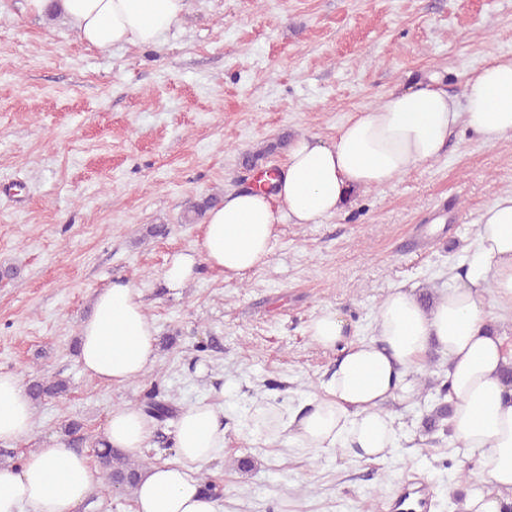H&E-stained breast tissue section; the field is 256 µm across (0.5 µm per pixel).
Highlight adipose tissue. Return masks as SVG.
<instances>
[{"mask_svg": "<svg viewBox=\"0 0 512 512\" xmlns=\"http://www.w3.org/2000/svg\"><path fill=\"white\" fill-rule=\"evenodd\" d=\"M51 5L66 15L82 42L102 51L161 45L187 10V0L28 2L40 13ZM459 127L489 145L512 135V56L490 55L467 77L461 95H448L429 73L350 114L331 143L296 138L269 187L232 191L209 211L200 240L166 264L168 287H184L203 263L228 280L268 264L277 225L321 223L354 192L394 184L436 159ZM476 228L463 277L438 295L432 309L408 291L392 289L376 308L369 340L351 339L340 312L321 309L309 323L311 340L343 350L323 394L308 411L284 418L274 408L254 407L253 435L275 430L301 448H351L367 461H384L399 441L387 405L413 396V374L435 345L448 355L449 426L464 450L478 457L465 512H505L512 505V385L499 376L506 343L490 329L488 308L512 310V191L484 206ZM80 341L82 370L101 385H130L157 361L156 325L138 288L122 278L95 292ZM34 426L20 378L0 372V444L29 437ZM153 428L137 404H122L110 411L102 441L136 459ZM224 440L223 408L205 399L181 406L172 432L175 457L144 468L134 512H217L197 476L223 456ZM96 482L86 452L61 443L44 446L20 466L0 468V512H76Z\"/></svg>", "mask_w": 512, "mask_h": 512, "instance_id": "obj_1", "label": "adipose tissue"}]
</instances>
